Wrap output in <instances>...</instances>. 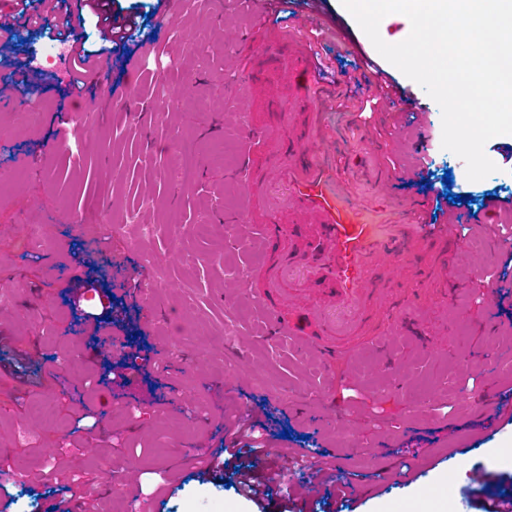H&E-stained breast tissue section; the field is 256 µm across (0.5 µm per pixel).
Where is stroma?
I'll list each match as a JSON object with an SVG mask.
<instances>
[{"mask_svg": "<svg viewBox=\"0 0 512 512\" xmlns=\"http://www.w3.org/2000/svg\"><path fill=\"white\" fill-rule=\"evenodd\" d=\"M112 8L149 14L155 42H130L127 61L76 100L48 75L40 125L0 109V169L10 174L0 182V458H13L18 474L0 508L18 512L28 500L46 512L64 483L75 492L72 512L84 503L212 512L217 489L222 512H441L445 487L457 512H481L493 489L512 483V408L475 402L488 387L512 389V274L498 280L503 256L482 230L488 202L512 195V135L484 147L497 172L469 181L463 160L441 146L438 104L376 51L341 0H325L353 48L325 42L320 86L343 95L378 66L427 117L394 127L382 99L372 116L337 114L350 147L336 158L338 180L350 182L358 160L397 173L375 190L352 185L360 222L396 223L391 196L425 195L444 209L448 195L471 198L456 210L470 231L452 302L427 276L397 273L404 298H427L420 321L402 330L380 313L370 341L325 371L289 337L266 339L253 297L263 261L255 227L224 221L249 208L254 178L243 163L264 150L249 125L272 119L287 93L271 68L259 83L246 80L243 45L302 43L309 31L284 10L258 23L254 0L188 5L171 22L158 0ZM425 160L419 179L403 178ZM487 278L500 291L491 301ZM95 289L111 295L110 314ZM127 336L140 372L122 389L113 380ZM39 402L52 418L34 417ZM86 407L98 419L89 430L74 421ZM239 414L270 428L276 453L253 474L282 473L289 497L266 502L229 488L232 471L214 451L226 418ZM406 448L408 484L396 457ZM325 452L337 478L363 491L359 506L308 491L295 460ZM201 453L212 454L209 469L196 465ZM113 467L118 475L107 478Z\"/></svg>", "mask_w": 512, "mask_h": 512, "instance_id": "35a3bbf8", "label": "stroma"}]
</instances>
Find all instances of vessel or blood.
<instances>
[{
	"instance_id": "vessel-or-blood-1",
	"label": "vessel or blood",
	"mask_w": 512,
	"mask_h": 512,
	"mask_svg": "<svg viewBox=\"0 0 512 512\" xmlns=\"http://www.w3.org/2000/svg\"><path fill=\"white\" fill-rule=\"evenodd\" d=\"M293 23L327 36L336 34L322 0H306ZM268 57L287 66L294 107L308 108L309 113L301 130L295 126L292 110L280 111L275 126L252 129L254 135L271 140L270 165L284 169L293 184L289 209L268 212L259 227L266 259L259 267L258 302L268 315L270 337L289 336L327 368L351 349L371 320L379 295L390 284L392 263H406L415 273L429 268L450 297L456 283L448 274L463 244L454 233V221L433 226L412 222V215L429 207L423 198L399 202L408 219L384 232L354 222L353 205L338 208L337 197L348 196L349 190L338 183L325 191L322 175L335 171L336 156L347 151L348 143L341 133L326 128L327 115L322 111L326 97L313 84V47L308 42L297 47L284 39L267 46L254 55L250 80L262 77V63ZM370 88L388 99L386 118L393 125H400L405 113L420 109L417 98L400 89L383 70L375 71ZM488 209L496 221L512 205L493 200ZM495 221L486 227L488 240L498 252L511 253L512 237L500 236Z\"/></svg>"
}]
</instances>
